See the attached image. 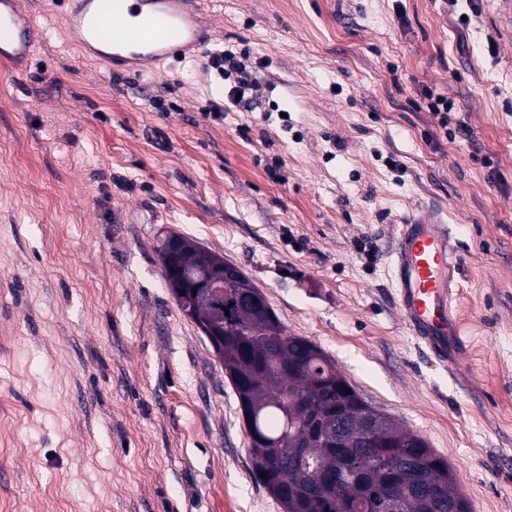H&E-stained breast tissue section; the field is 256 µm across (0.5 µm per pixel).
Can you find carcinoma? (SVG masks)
<instances>
[{
    "label": "carcinoma",
    "instance_id": "cac0c4a2",
    "mask_svg": "<svg viewBox=\"0 0 512 512\" xmlns=\"http://www.w3.org/2000/svg\"><path fill=\"white\" fill-rule=\"evenodd\" d=\"M183 244L180 259H166L171 242ZM167 286L178 306L203 329L222 321L223 348L219 359L236 391L247 431H256L262 446L251 447L254 477L283 506L284 512H343L342 504L366 503L368 512H448V501L463 498L454 488L448 460L430 448H413L416 471L391 478L370 459L359 461V475H343L347 455L359 451L355 429L365 401L338 371L336 364L311 341L285 333L270 307L260 308L255 300L261 290L245 275L224 284V299L218 300L193 287L192 271H206L224 261L221 256L187 238L170 233L158 243ZM315 409L320 420L327 410L346 412L350 421L335 424L336 447L323 448L308 430L310 415L303 406ZM385 437L394 445H407L417 434L389 422ZM300 443L306 457L318 462L317 470L281 465L282 448ZM334 471L339 477L336 491L309 497L316 471Z\"/></svg>",
    "mask_w": 512,
    "mask_h": 512
}]
</instances>
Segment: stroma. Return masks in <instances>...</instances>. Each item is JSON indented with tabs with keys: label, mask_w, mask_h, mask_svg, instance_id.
<instances>
[{
	"label": "stroma",
	"mask_w": 512,
	"mask_h": 512,
	"mask_svg": "<svg viewBox=\"0 0 512 512\" xmlns=\"http://www.w3.org/2000/svg\"><path fill=\"white\" fill-rule=\"evenodd\" d=\"M24 6L35 53L0 63V512H283L165 284L170 231L446 457L472 512H512V0H197L203 52L140 73L84 55L58 0ZM225 50L249 108L224 106ZM422 214L462 255L455 370L392 288ZM212 64L219 68L224 69V71L232 72L235 71L237 74V80L234 81V86H232L228 91V102L233 106H246V94L247 91L255 85V81H253L252 76L247 74L242 70L238 61H235V55L231 52L224 53L223 51L220 54H215L212 57ZM224 65V68H223ZM228 67V69L226 68Z\"/></svg>",
	"instance_id": "35a3bbf8"
}]
</instances>
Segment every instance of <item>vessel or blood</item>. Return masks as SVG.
<instances>
[{
	"instance_id": "vessel-or-blood-1",
	"label": "vessel or blood",
	"mask_w": 512,
	"mask_h": 512,
	"mask_svg": "<svg viewBox=\"0 0 512 512\" xmlns=\"http://www.w3.org/2000/svg\"><path fill=\"white\" fill-rule=\"evenodd\" d=\"M69 38L111 72L187 56L206 31L186 0H66ZM39 26L22 0H0V59L20 63L34 53ZM460 263L449 225L420 216L398 228L393 282L404 322L439 363L459 362L464 344L455 313Z\"/></svg>"
}]
</instances>
